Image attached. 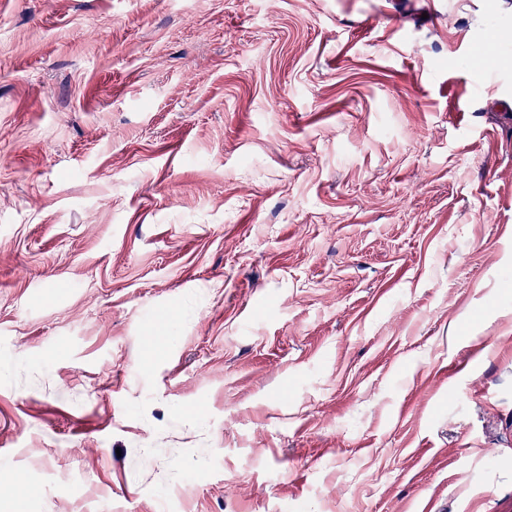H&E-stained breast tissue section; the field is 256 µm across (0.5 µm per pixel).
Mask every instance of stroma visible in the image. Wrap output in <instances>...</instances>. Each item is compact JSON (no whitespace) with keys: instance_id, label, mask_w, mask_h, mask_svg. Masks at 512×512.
<instances>
[{"instance_id":"stroma-1","label":"stroma","mask_w":512,"mask_h":512,"mask_svg":"<svg viewBox=\"0 0 512 512\" xmlns=\"http://www.w3.org/2000/svg\"><path fill=\"white\" fill-rule=\"evenodd\" d=\"M512 0H0V512H512Z\"/></svg>"}]
</instances>
